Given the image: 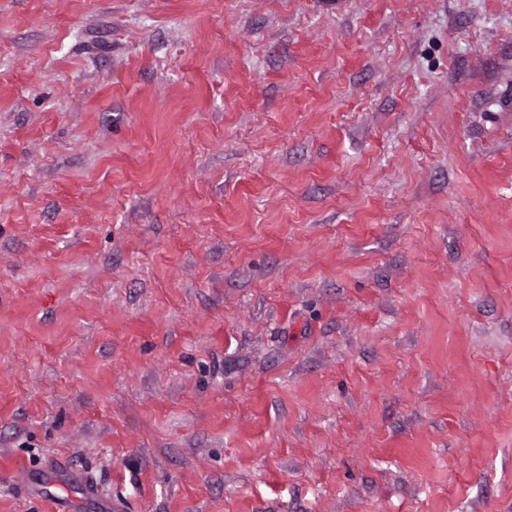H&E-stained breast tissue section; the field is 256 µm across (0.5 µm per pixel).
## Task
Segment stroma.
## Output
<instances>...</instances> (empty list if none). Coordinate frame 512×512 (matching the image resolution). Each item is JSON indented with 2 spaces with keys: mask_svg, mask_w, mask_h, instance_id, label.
<instances>
[{
  "mask_svg": "<svg viewBox=\"0 0 512 512\" xmlns=\"http://www.w3.org/2000/svg\"><path fill=\"white\" fill-rule=\"evenodd\" d=\"M0 512H512V0H0Z\"/></svg>",
  "mask_w": 512,
  "mask_h": 512,
  "instance_id": "stroma-1",
  "label": "stroma"
}]
</instances>
